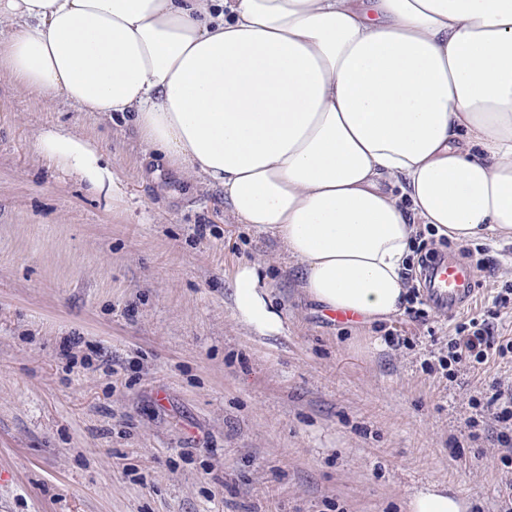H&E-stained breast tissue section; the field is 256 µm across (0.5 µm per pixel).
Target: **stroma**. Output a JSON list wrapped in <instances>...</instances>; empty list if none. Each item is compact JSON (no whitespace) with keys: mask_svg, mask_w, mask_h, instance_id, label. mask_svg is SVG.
I'll use <instances>...</instances> for the list:
<instances>
[{"mask_svg":"<svg viewBox=\"0 0 512 512\" xmlns=\"http://www.w3.org/2000/svg\"><path fill=\"white\" fill-rule=\"evenodd\" d=\"M47 124L111 150L122 203L47 166ZM485 246L456 313L325 321L278 239L132 125L1 80L0 512H409L430 482L498 512L502 449L465 421L512 363L428 370L512 284V243ZM244 261L280 333L238 319L227 282Z\"/></svg>","mask_w":512,"mask_h":512,"instance_id":"35a3bbf8","label":"stroma"}]
</instances>
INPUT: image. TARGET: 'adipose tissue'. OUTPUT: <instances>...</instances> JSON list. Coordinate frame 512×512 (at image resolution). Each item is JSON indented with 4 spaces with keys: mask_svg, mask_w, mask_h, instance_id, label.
<instances>
[{
    "mask_svg": "<svg viewBox=\"0 0 512 512\" xmlns=\"http://www.w3.org/2000/svg\"><path fill=\"white\" fill-rule=\"evenodd\" d=\"M1 78L128 115L364 324L399 313L418 225L512 243V0H0ZM34 146L122 200L95 141L48 125ZM230 288L281 331L256 266Z\"/></svg>",
    "mask_w": 512,
    "mask_h": 512,
    "instance_id": "ef3b65f1",
    "label": "adipose tissue"
}]
</instances>
